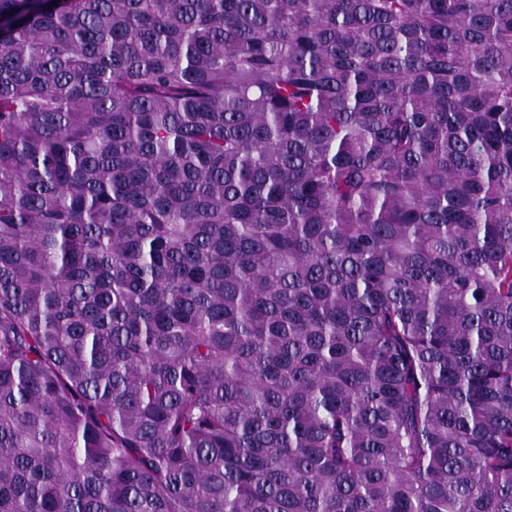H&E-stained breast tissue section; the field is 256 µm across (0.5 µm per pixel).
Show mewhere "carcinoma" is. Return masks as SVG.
<instances>
[{
  "mask_svg": "<svg viewBox=\"0 0 512 512\" xmlns=\"http://www.w3.org/2000/svg\"><path fill=\"white\" fill-rule=\"evenodd\" d=\"M0 512H512V0H0Z\"/></svg>",
  "mask_w": 512,
  "mask_h": 512,
  "instance_id": "obj_1",
  "label": "carcinoma"
}]
</instances>
